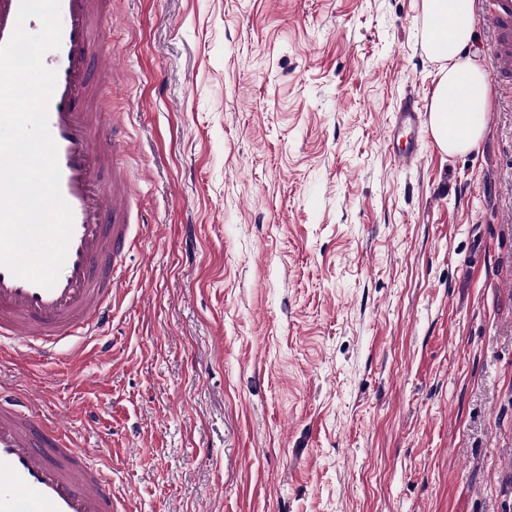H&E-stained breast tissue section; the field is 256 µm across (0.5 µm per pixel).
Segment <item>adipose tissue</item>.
<instances>
[{"instance_id": "obj_1", "label": "adipose tissue", "mask_w": 512, "mask_h": 512, "mask_svg": "<svg viewBox=\"0 0 512 512\" xmlns=\"http://www.w3.org/2000/svg\"><path fill=\"white\" fill-rule=\"evenodd\" d=\"M425 52L440 64L429 105V126L438 147L450 155L477 148L488 126L489 85L484 72L464 58L476 26L475 0H422ZM458 101L459 111L448 109Z\"/></svg>"}]
</instances>
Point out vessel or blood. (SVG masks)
<instances>
[{"mask_svg": "<svg viewBox=\"0 0 512 512\" xmlns=\"http://www.w3.org/2000/svg\"><path fill=\"white\" fill-rule=\"evenodd\" d=\"M20 0H0V45L10 39ZM112 0H60L61 43L43 57L57 75L48 128L58 148L60 191L73 211L67 258L53 288L0 267V352L55 355L73 337L99 335L123 291L121 268L137 240L139 214L118 161L115 113L99 105L112 86ZM496 82L512 81V0H484ZM421 128L415 99L397 111L393 138L411 134L396 160L413 164ZM0 512H114L109 467L89 444L34 409L28 394L0 380Z\"/></svg>", "mask_w": 512, "mask_h": 512, "instance_id": "1", "label": "vessel or blood"}]
</instances>
